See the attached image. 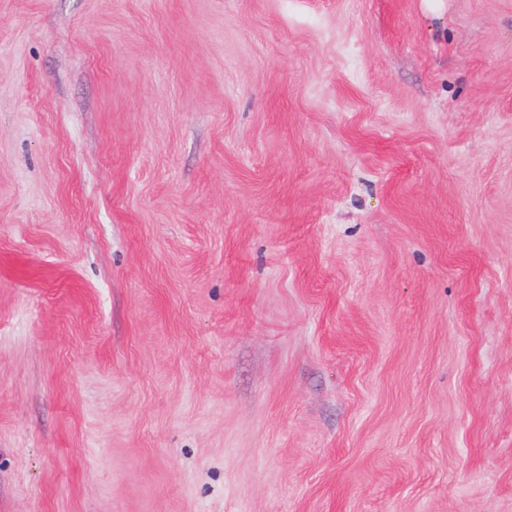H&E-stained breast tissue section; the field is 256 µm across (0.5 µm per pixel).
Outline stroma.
Segmentation results:
<instances>
[{
    "label": "stroma",
    "mask_w": 512,
    "mask_h": 512,
    "mask_svg": "<svg viewBox=\"0 0 512 512\" xmlns=\"http://www.w3.org/2000/svg\"><path fill=\"white\" fill-rule=\"evenodd\" d=\"M0 512H512V0H0Z\"/></svg>",
    "instance_id": "1"
}]
</instances>
